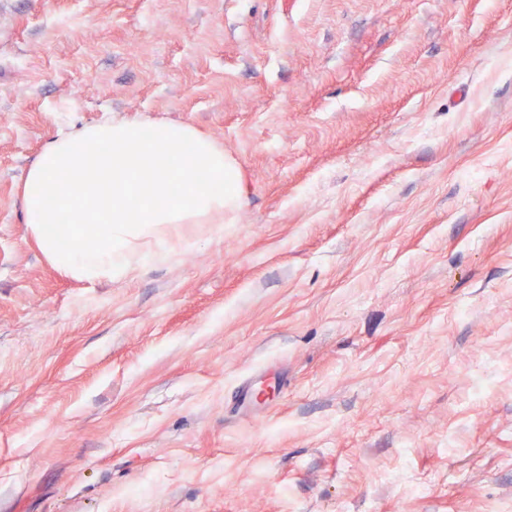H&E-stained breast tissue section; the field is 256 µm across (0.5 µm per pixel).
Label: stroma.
<instances>
[{"instance_id": "35a3bbf8", "label": "stroma", "mask_w": 512, "mask_h": 512, "mask_svg": "<svg viewBox=\"0 0 512 512\" xmlns=\"http://www.w3.org/2000/svg\"><path fill=\"white\" fill-rule=\"evenodd\" d=\"M112 119L242 201L93 285L22 180ZM0 512H512V0H0Z\"/></svg>"}]
</instances>
